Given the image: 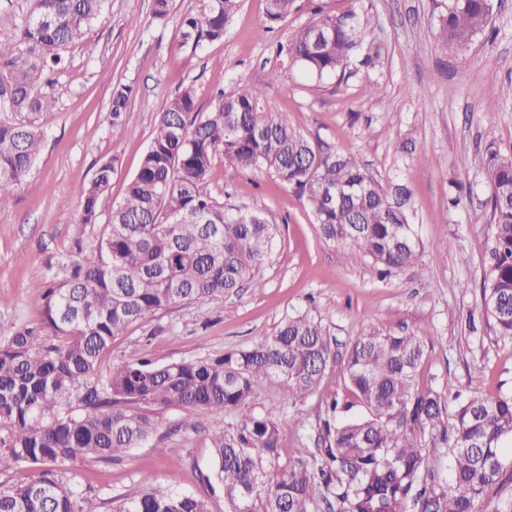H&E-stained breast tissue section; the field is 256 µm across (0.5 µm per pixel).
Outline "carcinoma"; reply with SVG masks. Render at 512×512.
Returning <instances> with one entry per match:
<instances>
[{
    "mask_svg": "<svg viewBox=\"0 0 512 512\" xmlns=\"http://www.w3.org/2000/svg\"><path fill=\"white\" fill-rule=\"evenodd\" d=\"M106 0H14V35L0 40V208L30 174L56 112V76L64 51L103 14ZM241 0H198L182 16L178 46L193 52L224 38ZM299 0H266L273 29ZM493 0H450L437 20L446 45L463 49L484 33ZM360 15L319 7L313 20L276 45V58L319 80L344 71L363 49ZM133 87L112 86V128L124 125ZM229 166L275 176L309 209L319 236L373 261L380 273L413 266L423 250L407 208L352 153H328L292 127L264 92L233 80L209 112L185 86L160 113L152 139L122 200L114 203L97 248L98 262L45 260L44 318L0 341V474L22 462L45 463L40 478L0 484V512H100L60 465L110 462L146 441L155 413L170 408L240 423L209 434L213 476L225 512H512V392L472 396L452 422L445 399L415 389L421 340L370 327L350 344L344 376L363 415L345 420L333 401L317 427V457L280 464L282 424L247 411L260 378L281 385L290 401L318 388L336 361L334 339L309 314L286 317L273 338L211 359L156 365L124 362L100 378L114 337L180 303L238 293L269 259L278 226L259 211L233 208L205 189L216 155ZM118 156L99 164L84 188L78 223H98ZM494 263L483 310L499 335L512 338V156L487 147ZM446 448L451 484L427 467V444ZM112 512H210L193 494L156 486L112 500Z\"/></svg>",
    "mask_w": 512,
    "mask_h": 512,
    "instance_id": "carcinoma-1",
    "label": "carcinoma"
}]
</instances>
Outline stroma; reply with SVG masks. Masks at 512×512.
<instances>
[{
	"mask_svg": "<svg viewBox=\"0 0 512 512\" xmlns=\"http://www.w3.org/2000/svg\"><path fill=\"white\" fill-rule=\"evenodd\" d=\"M445 0H304L274 31L264 29L265 0H242L222 41L191 53L178 49L177 27L197 0H175L166 22L152 18V0H107L102 17L83 29L66 51L55 85L57 110L46 127L41 155L0 209V338L38 323L44 301L33 284L48 256L98 260L101 225L81 224V194L98 165L120 163L100 202L108 214L136 174L166 101L194 85L201 111L217 92L241 79L263 88L276 110L323 149L355 153L384 186L412 193L415 229L424 244L419 262L380 277L369 260L354 263L346 251L321 239L302 198L261 172H241L216 156L206 184L230 189L231 205L261 211L277 224L268 262L235 295L179 304L115 337L102 362L148 359L156 364L214 358L273 336L282 319L308 312L320 318L344 354L368 327L403 331L423 340L419 390L458 397L512 391V338L496 333L482 312L484 280L493 247L490 196L482 168L487 146L512 154V0H494L488 31L464 48L445 46L432 28ZM342 13L357 9L368 40L380 54L370 68L351 63L344 73L317 80L292 68L277 83L271 45L309 24L314 6ZM466 53L468 65L457 62ZM131 85L126 121L113 128L112 86ZM382 85L384 95L372 92ZM495 92L493 117L485 97ZM411 136L419 152L409 159L393 145ZM437 157L423 164L420 154ZM342 362L332 363L317 391L292 402L273 381L258 380L249 408L282 424L280 460L312 458L314 429L325 407L347 397ZM239 416L167 409L154 435L112 462L70 464L75 487L105 503L163 486L204 498L224 512V489L214 481L209 435ZM190 428H183V421Z\"/></svg>",
	"mask_w": 512,
	"mask_h": 512,
	"instance_id": "35a3bbf8",
	"label": "stroma"
}]
</instances>
